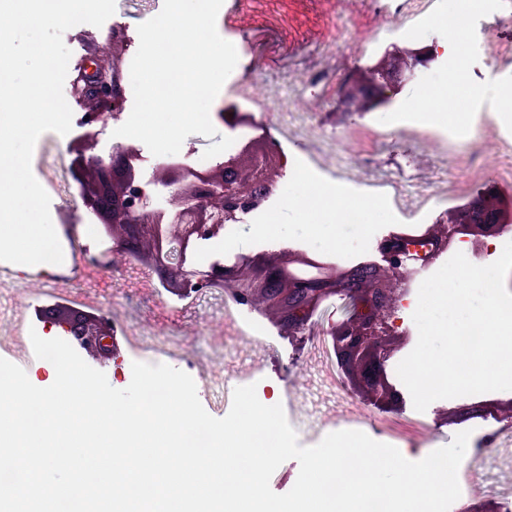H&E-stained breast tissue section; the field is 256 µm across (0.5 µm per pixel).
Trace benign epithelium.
<instances>
[{
	"mask_svg": "<svg viewBox=\"0 0 512 512\" xmlns=\"http://www.w3.org/2000/svg\"><path fill=\"white\" fill-rule=\"evenodd\" d=\"M126 50L120 36L112 39V72L95 69L85 77L81 94L87 99V123H105L107 110L119 112L124 101L120 55ZM426 64L421 54L410 59L395 53L380 72L386 84L372 80L349 87L347 100L364 99L379 105L389 99L388 85L397 82L404 70ZM272 146L254 154L250 174L243 176L237 159L200 171L188 161L162 163L165 175L158 180L169 189L168 210L155 208L151 196L141 190L134 165L137 153L117 147L108 156L92 155L76 161V177L83 182L84 206L117 239V251L137 255L166 271L176 266L177 288L182 292L201 291L213 286L231 290L241 305L254 306L263 300L278 307L288 327L302 332L320 302L330 296L345 299L346 319L327 330L339 363L348 378L366 389L375 402L396 406L401 393L387 379L386 363L391 354L385 317L397 301L389 283L399 277L407 287V275L415 266L430 264L457 241L469 235L494 236L506 228L498 220L491 198L495 192L476 197L453 224L435 231L392 232L379 245L380 261L338 269L317 257L302 256L297 266L291 261L271 263L247 280L236 279V270L220 262L208 270L190 267L188 253L193 243L204 237H217L224 224L247 211L266 193L272 183L266 176V164L279 156ZM53 325L69 336H77L83 345L96 352L110 347V321L101 318L91 323L78 310L57 317ZM496 415V404L478 403L458 410V418L467 420Z\"/></svg>",
	"mask_w": 512,
	"mask_h": 512,
	"instance_id": "benign-epithelium-1",
	"label": "benign epithelium"
}]
</instances>
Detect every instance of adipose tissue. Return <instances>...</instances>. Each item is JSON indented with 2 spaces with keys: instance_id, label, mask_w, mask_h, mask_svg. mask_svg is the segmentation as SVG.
Returning <instances> with one entry per match:
<instances>
[{
  "instance_id": "ef3b65f1",
  "label": "adipose tissue",
  "mask_w": 512,
  "mask_h": 512,
  "mask_svg": "<svg viewBox=\"0 0 512 512\" xmlns=\"http://www.w3.org/2000/svg\"><path fill=\"white\" fill-rule=\"evenodd\" d=\"M295 186V192L288 196V203L315 228L341 223L350 212L357 213L365 222L379 213L378 207L369 197L340 196L335 189L326 185L318 186L305 177L296 179Z\"/></svg>"
}]
</instances>
